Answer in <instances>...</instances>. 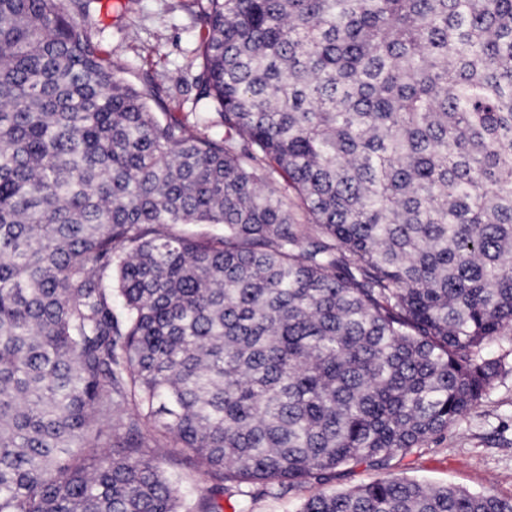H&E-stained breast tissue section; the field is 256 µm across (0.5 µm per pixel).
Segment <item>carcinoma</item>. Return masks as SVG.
I'll return each instance as SVG.
<instances>
[{"instance_id":"carcinoma-1","label":"carcinoma","mask_w":512,"mask_h":512,"mask_svg":"<svg viewBox=\"0 0 512 512\" xmlns=\"http://www.w3.org/2000/svg\"><path fill=\"white\" fill-rule=\"evenodd\" d=\"M91 3L0 0V512H247L463 419L512 337V0H208L220 138ZM299 512L512 498L388 474ZM148 455L157 456L162 459V466L165 468L179 467L185 469L186 462L178 453V448H173V443L161 442L160 448H144Z\"/></svg>"}]
</instances>
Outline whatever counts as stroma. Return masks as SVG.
Listing matches in <instances>:
<instances>
[{
  "label": "stroma",
  "mask_w": 512,
  "mask_h": 512,
  "mask_svg": "<svg viewBox=\"0 0 512 512\" xmlns=\"http://www.w3.org/2000/svg\"><path fill=\"white\" fill-rule=\"evenodd\" d=\"M92 35L103 53L141 84L160 83L168 111L192 112L198 17L206 0H101ZM500 359L499 375L465 418L392 462V471L433 485H453L474 493L512 497V341L487 347Z\"/></svg>",
  "instance_id": "stroma-1"
}]
</instances>
